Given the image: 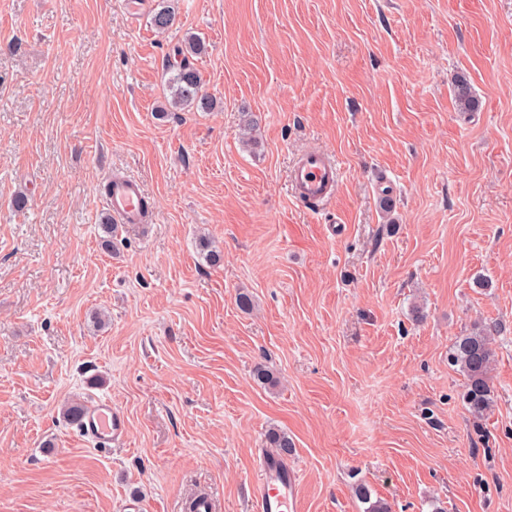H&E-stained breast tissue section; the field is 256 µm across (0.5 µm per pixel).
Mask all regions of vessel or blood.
I'll list each match as a JSON object with an SVG mask.
<instances>
[{
	"instance_id": "obj_1",
	"label": "vessel or blood",
	"mask_w": 512,
	"mask_h": 512,
	"mask_svg": "<svg viewBox=\"0 0 512 512\" xmlns=\"http://www.w3.org/2000/svg\"><path fill=\"white\" fill-rule=\"evenodd\" d=\"M340 169L333 158L310 152L293 164L289 185L301 201L316 204L330 199L336 190ZM144 192L140 181L133 177H117L106 198L108 220L117 224H137L141 221V201ZM82 436L106 445L124 435V420L110 402L98 400L89 404L77 422ZM258 477L251 485L253 512H298L297 472L272 453L257 459Z\"/></svg>"
}]
</instances>
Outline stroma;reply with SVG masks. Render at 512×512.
I'll return each mask as SVG.
<instances>
[{"label":"stroma","mask_w":512,"mask_h":512,"mask_svg":"<svg viewBox=\"0 0 512 512\" xmlns=\"http://www.w3.org/2000/svg\"><path fill=\"white\" fill-rule=\"evenodd\" d=\"M190 32L208 111L169 103ZM116 173L153 213L107 251ZM493 324L477 420L448 350ZM95 396L106 448L63 417ZM273 427L299 512H512V0H0V512H252ZM339 176L340 169L333 158L320 152H310L293 164L289 185L296 198L317 204L334 195ZM82 403L77 400L69 402L64 410V418L70 422H77V429L84 437L95 441L97 445H106L119 441L124 435V420L122 416L112 409L108 401L97 400L86 407L84 415ZM80 418V419H79Z\"/></svg>","instance_id":"1"}]
</instances>
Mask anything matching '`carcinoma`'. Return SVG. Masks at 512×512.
Wrapping results in <instances>:
<instances>
[{
	"instance_id": "1",
	"label": "carcinoma",
	"mask_w": 512,
	"mask_h": 512,
	"mask_svg": "<svg viewBox=\"0 0 512 512\" xmlns=\"http://www.w3.org/2000/svg\"><path fill=\"white\" fill-rule=\"evenodd\" d=\"M174 21V11L166 5L155 11L151 18L152 26L160 32L167 31ZM204 50L203 41L193 34L186 35L183 45L175 50L178 61L170 64L174 72L170 81L174 106L183 108L196 106L208 110L213 105L212 99L200 94L201 77L189 60V57L199 55ZM456 94L462 110L472 112L478 108V101L471 95L465 81L457 82ZM499 334L500 328L496 325L478 327L470 333L455 337L449 349L451 363L459 367L466 379L464 401L471 415L477 418L487 415L494 403L489 372L494 357V338ZM266 441L269 447L276 449L278 456L282 459L288 458L293 452V441L288 438V433L280 429H271Z\"/></svg>"
}]
</instances>
